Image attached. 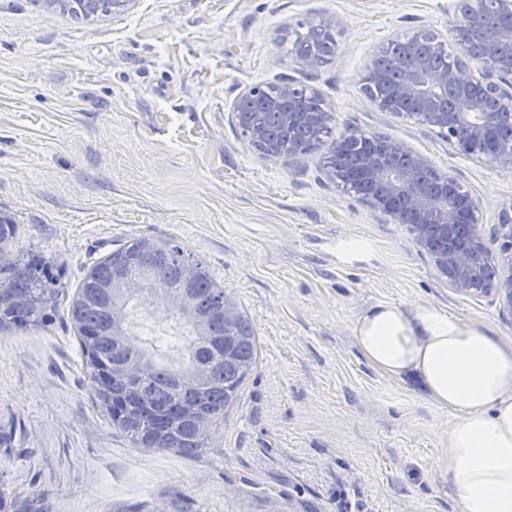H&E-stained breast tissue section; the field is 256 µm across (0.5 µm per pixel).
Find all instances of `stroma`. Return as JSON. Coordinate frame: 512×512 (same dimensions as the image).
Segmentation results:
<instances>
[{
    "instance_id": "obj_1",
    "label": "stroma",
    "mask_w": 512,
    "mask_h": 512,
    "mask_svg": "<svg viewBox=\"0 0 512 512\" xmlns=\"http://www.w3.org/2000/svg\"><path fill=\"white\" fill-rule=\"evenodd\" d=\"M455 0H137L95 18L0 0V217L63 287L45 326L0 333V512H458L439 466L455 417L352 343L377 302L430 304L512 341V318L450 288L406 225L325 173V150L265 161L232 103L254 84L314 88L333 136L406 143L512 224V169L452 151L439 130L362 90L378 50L445 30ZM336 52L299 67L310 20ZM203 262L250 320L256 366L198 456L134 447L93 402L69 303L89 268L134 238ZM371 245L347 256L342 241Z\"/></svg>"
}]
</instances>
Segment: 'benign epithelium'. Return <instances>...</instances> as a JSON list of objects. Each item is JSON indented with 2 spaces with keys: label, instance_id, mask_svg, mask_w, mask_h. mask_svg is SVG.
<instances>
[{
  "label": "benign epithelium",
  "instance_id": "benign-epithelium-1",
  "mask_svg": "<svg viewBox=\"0 0 512 512\" xmlns=\"http://www.w3.org/2000/svg\"><path fill=\"white\" fill-rule=\"evenodd\" d=\"M64 10L81 12L88 18L100 14L103 0H45ZM511 22L489 24L485 20L486 0H459L449 21L452 39L437 31L404 37L408 53L395 65L400 82L389 99L369 96L377 107L387 110L396 101L420 104L414 118L437 128L448 145L463 154H476L491 169L512 168V140L491 149L484 148L495 134L502 104H512V66L501 65L500 56L512 49V0H493ZM435 51L454 49L457 61L438 69L431 57L416 52L421 41ZM239 100L253 102L255 111L243 123L245 134L259 148L260 158L278 161L303 155L321 142L331 114L313 88L292 81L275 87L255 85L243 91ZM275 116L280 127L290 131L298 125L310 128L313 137L305 143H288V149L268 134L264 115ZM344 145L329 152L326 173L336 186L354 193L358 201L411 227L414 243L432 252L438 272L448 286L460 293H480L487 240L478 228L481 203L457 180L436 170L426 156L398 140L388 141L387 155L368 154L361 163L364 182L384 187L381 194L356 189L343 165ZM492 236L501 241V263L508 274L497 276L489 293L502 310L512 316V224H497Z\"/></svg>",
  "mask_w": 512,
  "mask_h": 512
}]
</instances>
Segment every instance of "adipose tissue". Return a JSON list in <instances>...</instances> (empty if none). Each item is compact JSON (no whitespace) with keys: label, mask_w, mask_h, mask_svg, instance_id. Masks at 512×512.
Masks as SVG:
<instances>
[{"label":"adipose tissue","mask_w":512,"mask_h":512,"mask_svg":"<svg viewBox=\"0 0 512 512\" xmlns=\"http://www.w3.org/2000/svg\"><path fill=\"white\" fill-rule=\"evenodd\" d=\"M352 341L371 367L414 379L453 412L441 464L460 512H512V342L432 305L363 309Z\"/></svg>","instance_id":"1"}]
</instances>
